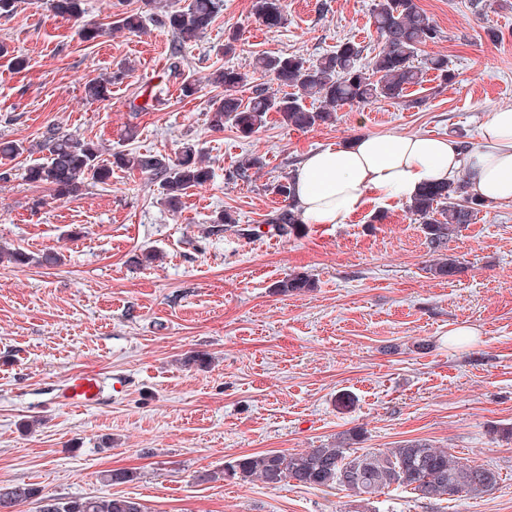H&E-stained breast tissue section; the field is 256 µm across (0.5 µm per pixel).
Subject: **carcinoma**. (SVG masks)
Segmentation results:
<instances>
[{"label": "carcinoma", "instance_id": "1", "mask_svg": "<svg viewBox=\"0 0 512 512\" xmlns=\"http://www.w3.org/2000/svg\"><path fill=\"white\" fill-rule=\"evenodd\" d=\"M48 9L57 17L78 23L81 38L87 42L101 36V27L84 20L83 0H46ZM153 14L185 44L208 31L217 14L216 0H191L179 7L176 0H147ZM286 0H253L257 19L269 28L286 20ZM373 25L382 46L367 65L359 63L364 47L353 40L336 46L315 61L298 54L259 55L252 71L235 67L215 70L210 81L224 89V97L213 104L210 126L216 131L224 123H232L239 132L249 136L266 123L269 113L278 114L287 126L300 129L324 123L332 113L344 106H364L378 100L413 107L418 100L409 98L408 90L425 82L433 71L443 81L451 78L448 58L434 55L425 65L417 67L413 59L420 47L439 39L440 32L415 0H376L372 10ZM143 14L125 12L117 20L118 28L137 33L144 29ZM169 70L182 78L180 91L185 97L194 95L196 84L185 75L182 57L175 52ZM129 69L120 67L106 78L85 83V96L93 100L110 97L112 84L123 80ZM267 77L289 92L274 96L255 75ZM251 89L248 103L238 93ZM308 98L321 102L320 108H308ZM42 148L48 151L43 162L29 165L24 172L26 181L44 186L55 200H68L84 194L90 183H105L112 177V166L135 169L146 173L159 184L167 205L176 209L189 189L202 186L212 178V171L196 156L192 146H186L174 159L162 155L119 151L103 158L102 148L90 139L64 134L52 127L44 136ZM270 193L281 199V207L273 211L266 223L282 236L299 231L300 221L294 205L292 177H284L269 186ZM486 203L468 193L463 180L430 184L422 187L408 204L409 211L419 217L430 252L437 254L426 267L432 275L454 277L462 271L461 262L446 254L448 241L471 223L475 213ZM16 265L37 263L56 266L63 254L46 251L38 256L17 248L0 254ZM313 288L305 273L288 275L277 285L282 293H300ZM360 433L351 430L333 442L303 452L267 451L240 456L225 463L224 471L202 472L199 482H209L223 476L243 483L255 480L268 487L293 481L299 485L328 492L342 490L368 501L372 495L392 485L402 487L420 498L454 500L462 496L481 495L496 488L500 473L484 464L463 462L443 448H435L423 440H408L385 451L359 452L350 442ZM39 495L29 484L0 486V510L26 503ZM45 512H145L141 503L131 497L102 496L73 498L67 501L45 499Z\"/></svg>", "mask_w": 512, "mask_h": 512}]
</instances>
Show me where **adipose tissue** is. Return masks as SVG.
<instances>
[{"mask_svg":"<svg viewBox=\"0 0 512 512\" xmlns=\"http://www.w3.org/2000/svg\"><path fill=\"white\" fill-rule=\"evenodd\" d=\"M459 173L472 195L512 201V109L491 113L466 150L449 137L390 133L309 152L293 171L297 214L305 224H344L368 198L408 201Z\"/></svg>","mask_w":512,"mask_h":512,"instance_id":"obj_1","label":"adipose tissue"}]
</instances>
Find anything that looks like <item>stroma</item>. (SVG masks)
Segmentation results:
<instances>
[{
	"mask_svg": "<svg viewBox=\"0 0 512 512\" xmlns=\"http://www.w3.org/2000/svg\"><path fill=\"white\" fill-rule=\"evenodd\" d=\"M415 2L440 31L420 53L447 56L449 82L428 73L411 90L416 107L347 106L306 131L272 113L248 137L229 123L210 128L224 91L209 74L249 70L262 53L315 60L344 39L373 56L374 0H287L279 28L258 21L252 0H220L207 33L184 45L151 19L140 33L118 29L121 13L147 12L146 0H83L104 30L92 42L41 0L0 17V41L29 62L19 72L0 57V139L35 145L54 126L108 152L170 156L189 142L214 172L173 212L136 171L113 168L107 183L53 202L23 177L33 155L0 158L15 173L0 183V247L64 256L51 267L0 262V485L65 500L124 495L145 512H512V440L501 435L512 425V203L488 204L449 241L464 264L449 279L427 273L423 226L395 199L297 237L252 233L281 205L269 185L310 151L390 132L472 142L492 112L512 108V0H484L480 14L470 0ZM176 49L198 81L188 98L167 78ZM124 61L132 70L110 98L85 97L87 80ZM147 87L162 103L136 111ZM254 157L262 168L233 178ZM224 210L235 223L214 228ZM149 251L160 260L136 265ZM293 273L314 289L279 293ZM462 324L476 337L449 343ZM197 353L206 364L185 365ZM84 370L100 373L101 403L60 405L65 379ZM351 429L358 447L423 440L501 481L453 501L392 487L363 503L293 482L196 480L242 455L316 448ZM118 469L135 479L107 482Z\"/></svg>",
	"mask_w": 512,
	"mask_h": 512,
	"instance_id": "1",
	"label": "stroma"
}]
</instances>
